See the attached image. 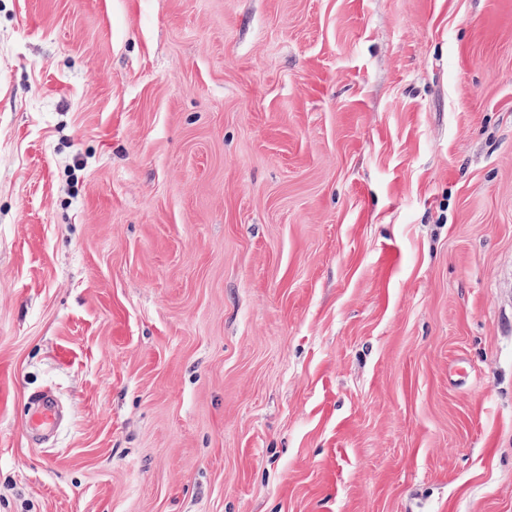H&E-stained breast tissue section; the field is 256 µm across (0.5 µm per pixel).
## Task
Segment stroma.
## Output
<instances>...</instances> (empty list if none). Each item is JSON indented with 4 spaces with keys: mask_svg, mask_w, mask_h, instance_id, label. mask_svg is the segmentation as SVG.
Instances as JSON below:
<instances>
[{
    "mask_svg": "<svg viewBox=\"0 0 512 512\" xmlns=\"http://www.w3.org/2000/svg\"><path fill=\"white\" fill-rule=\"evenodd\" d=\"M0 512H512V0H0Z\"/></svg>",
    "mask_w": 512,
    "mask_h": 512,
    "instance_id": "stroma-1",
    "label": "stroma"
}]
</instances>
